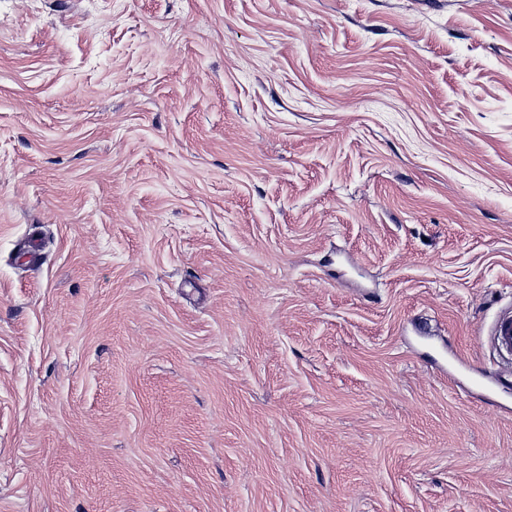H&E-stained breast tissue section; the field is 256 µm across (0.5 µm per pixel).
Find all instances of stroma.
I'll return each mask as SVG.
<instances>
[{
    "mask_svg": "<svg viewBox=\"0 0 512 512\" xmlns=\"http://www.w3.org/2000/svg\"><path fill=\"white\" fill-rule=\"evenodd\" d=\"M512 0H0V512H512ZM489 339L492 347L504 360L512 357V309H504L493 322Z\"/></svg>",
    "mask_w": 512,
    "mask_h": 512,
    "instance_id": "obj_1",
    "label": "stroma"
}]
</instances>
